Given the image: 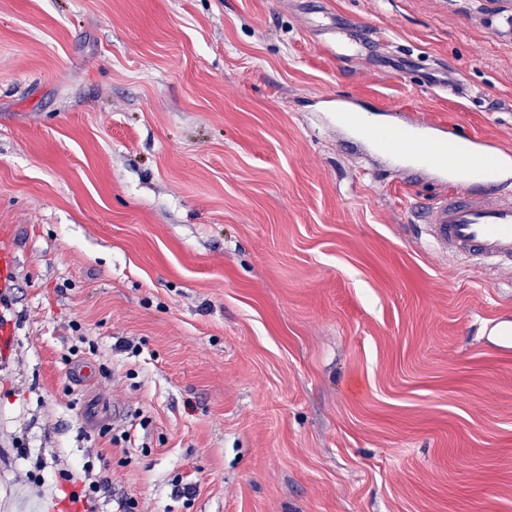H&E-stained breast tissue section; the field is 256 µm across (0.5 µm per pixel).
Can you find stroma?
<instances>
[{
	"label": "stroma",
	"mask_w": 512,
	"mask_h": 512,
	"mask_svg": "<svg viewBox=\"0 0 512 512\" xmlns=\"http://www.w3.org/2000/svg\"><path fill=\"white\" fill-rule=\"evenodd\" d=\"M344 103L512 150V28L492 0H0L5 512L39 465L108 476L98 512H512L485 334L512 270L437 252L413 212L447 181ZM17 248L11 224L0 225V362L11 355L12 336H15L13 322L4 314V308L11 293V281L16 264Z\"/></svg>",
	"instance_id": "stroma-1"
}]
</instances>
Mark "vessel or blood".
Masks as SVG:
<instances>
[{"label": "vessel or blood", "mask_w": 512, "mask_h": 512, "mask_svg": "<svg viewBox=\"0 0 512 512\" xmlns=\"http://www.w3.org/2000/svg\"><path fill=\"white\" fill-rule=\"evenodd\" d=\"M438 123L416 121L412 130L384 127L371 138L398 159L417 157L420 165L440 173L463 171L460 189L430 201L418 213L445 254L476 265L512 266V192L487 190L486 178L512 163L506 155H479L459 160L437 134ZM17 248L11 225H0V362L11 355L14 325L4 314L11 293Z\"/></svg>", "instance_id": "b4317fda"}]
</instances>
